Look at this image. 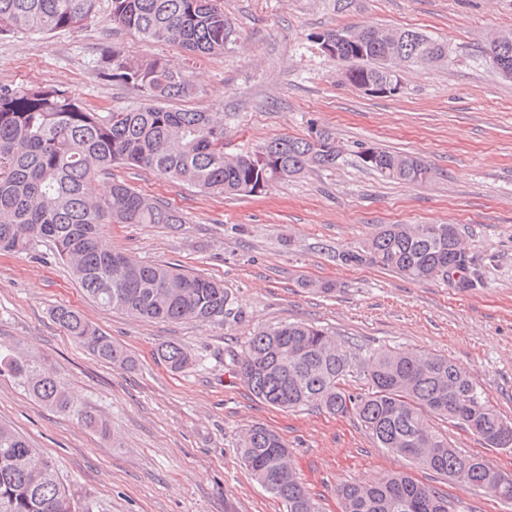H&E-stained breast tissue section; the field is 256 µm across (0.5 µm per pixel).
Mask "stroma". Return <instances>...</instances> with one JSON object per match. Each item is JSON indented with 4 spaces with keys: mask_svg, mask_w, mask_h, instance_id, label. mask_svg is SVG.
<instances>
[{
    "mask_svg": "<svg viewBox=\"0 0 512 512\" xmlns=\"http://www.w3.org/2000/svg\"><path fill=\"white\" fill-rule=\"evenodd\" d=\"M234 42L212 56L185 58L170 44L113 36L106 14L77 30L0 37V84H59L89 107L127 105V87L99 79L94 59L119 41L135 58L185 67L196 92L180 109L224 115L225 150L331 129L347 150L334 168L273 184L259 196L206 195L150 170L113 167L115 178L163 200L184 222L115 224L113 250L170 263L222 281L232 298L223 323L133 319L82 294L48 247L0 253V344L52 360L75 399L97 410L111 438L81 427L0 375V423L51 458L92 512H283L239 458L244 429L265 425L293 453L325 512H339L335 489L405 462L376 447L352 416L280 411L242 385L234 361L258 329L316 323L365 348L441 354L467 368L490 402L512 419V79L483 52L490 34L512 31V0H220ZM374 25L411 29L444 42L448 62L408 68L395 96H370L340 81L319 36ZM359 142L424 157L432 181L404 185L360 163ZM382 224H452L462 234L480 288L460 292L373 267L337 264L336 249ZM332 282L315 294L305 282ZM79 310L134 357L121 368L76 346L53 307ZM191 355L183 371L158 360L162 345ZM415 478L462 500L471 512H512L496 497L444 478Z\"/></svg>",
    "mask_w": 512,
    "mask_h": 512,
    "instance_id": "stroma-1",
    "label": "stroma"
}]
</instances>
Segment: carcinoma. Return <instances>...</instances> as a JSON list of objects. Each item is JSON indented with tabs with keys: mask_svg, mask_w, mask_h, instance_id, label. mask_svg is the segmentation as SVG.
<instances>
[{
	"mask_svg": "<svg viewBox=\"0 0 512 512\" xmlns=\"http://www.w3.org/2000/svg\"><path fill=\"white\" fill-rule=\"evenodd\" d=\"M112 34L135 33L177 45L191 55L224 52L233 26L218 0H107ZM100 0H0V36L73 30L94 19ZM363 52L345 53L338 70L363 82L393 80L406 67L442 64L446 46L411 29L380 28ZM98 76L132 89L137 101L98 112L58 85H0V252L45 243L86 297L135 318L224 323L231 311L224 284L184 269L144 263L112 251L109 224H181L164 202L112 180V166L147 168L216 195L267 193L272 184L331 168L344 148L318 129L306 137H276L251 154L224 152V113L173 110L164 102L193 94L187 72L159 57L133 58L117 45L96 61ZM363 166L408 185L432 179L423 157L375 147ZM108 181L104 193L97 189ZM344 266H370L413 281L441 280L459 291L480 285L473 259L451 224H384L367 241L336 251ZM53 320L91 355L119 367L133 357L112 337L70 307ZM157 355L173 372L191 356L168 344ZM8 372L36 400L78 424L111 436L108 422L68 393L47 357L0 349ZM237 375L260 402L282 411L316 408L354 416L377 447L474 492L512 502V476L484 458L452 447L448 426L459 425L491 448H512V422L490 404L479 381L454 359L402 348L360 352L336 332L307 322L256 331L237 360ZM358 375L366 389L353 392ZM240 460L285 512H323L305 486L288 443L264 425L239 440ZM340 512H465L435 486L404 471L336 486ZM0 512H90L60 478L52 462L14 429L0 424Z\"/></svg>",
	"mask_w": 512,
	"mask_h": 512,
	"instance_id": "cac0c4a2",
	"label": "carcinoma"
}]
</instances>
